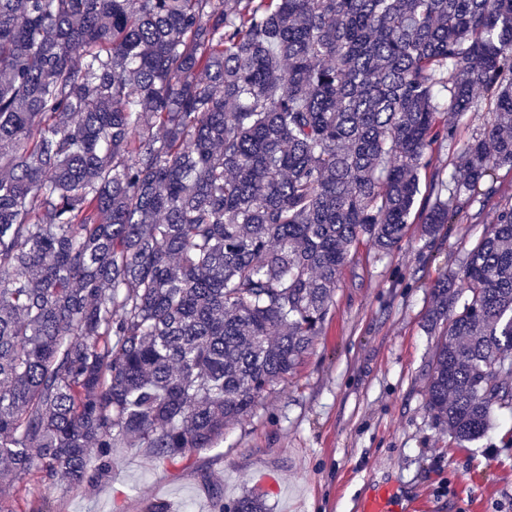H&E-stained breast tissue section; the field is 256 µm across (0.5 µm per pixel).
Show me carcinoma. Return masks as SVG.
<instances>
[{
    "label": "carcinoma",
    "instance_id": "carcinoma-1",
    "mask_svg": "<svg viewBox=\"0 0 512 512\" xmlns=\"http://www.w3.org/2000/svg\"><path fill=\"white\" fill-rule=\"evenodd\" d=\"M477 91L431 232L512 169V0H0V512L252 415ZM433 293L427 405L470 441L512 411V205ZM477 104L475 112H467L464 117L455 122V139L459 144L471 141L473 137L491 126L494 121L493 112L486 110L483 96L477 99Z\"/></svg>",
    "mask_w": 512,
    "mask_h": 512
}]
</instances>
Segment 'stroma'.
I'll return each mask as SVG.
<instances>
[{"mask_svg": "<svg viewBox=\"0 0 512 512\" xmlns=\"http://www.w3.org/2000/svg\"><path fill=\"white\" fill-rule=\"evenodd\" d=\"M453 158L448 142L434 145L416 217L390 252L363 238L351 247L308 355L223 441L171 462L144 448L113 449L109 473L91 486L50 489L33 471L15 499L47 493L50 512H144L153 500L170 512H215L216 491L230 502L252 489L269 512H358L377 484L402 503L420 498L427 512H512V418L493 414L482 437L460 442L427 408L441 332L428 322L432 289L512 203L504 168L490 198L428 234L420 216L431 176L452 170Z\"/></svg>", "mask_w": 512, "mask_h": 512, "instance_id": "1", "label": "stroma"}]
</instances>
